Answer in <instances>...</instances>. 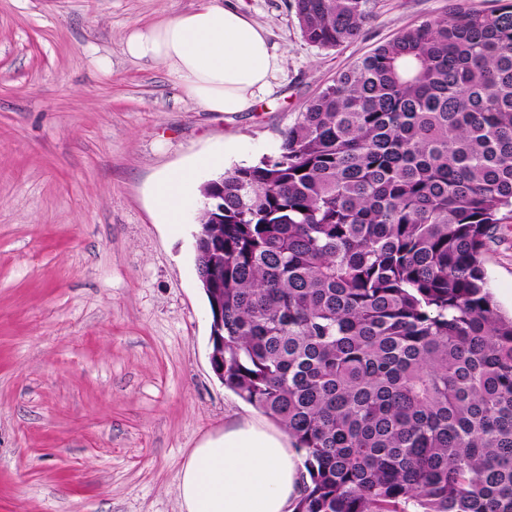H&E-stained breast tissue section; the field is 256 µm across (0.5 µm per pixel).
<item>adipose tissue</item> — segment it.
<instances>
[{
  "instance_id": "1",
  "label": "adipose tissue",
  "mask_w": 512,
  "mask_h": 512,
  "mask_svg": "<svg viewBox=\"0 0 512 512\" xmlns=\"http://www.w3.org/2000/svg\"><path fill=\"white\" fill-rule=\"evenodd\" d=\"M123 47L133 59L163 64L184 94L208 112L251 110L282 63L264 27L217 0L134 28ZM223 162V156L207 155L158 180L154 205L163 223H186L202 208L198 176ZM300 468L284 432L232 421L222 436L193 449L176 488L185 512H292Z\"/></svg>"
}]
</instances>
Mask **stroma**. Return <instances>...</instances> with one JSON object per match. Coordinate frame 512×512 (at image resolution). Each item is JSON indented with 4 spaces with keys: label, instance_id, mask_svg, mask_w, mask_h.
<instances>
[{
    "label": "stroma",
    "instance_id": "obj_1",
    "mask_svg": "<svg viewBox=\"0 0 512 512\" xmlns=\"http://www.w3.org/2000/svg\"><path fill=\"white\" fill-rule=\"evenodd\" d=\"M198 2L0 0V512H183L193 448L264 415L212 371L195 226L159 222L157 180L228 142L223 170L277 155L306 100L448 10L379 0L362 39L325 50L288 0H240L283 62L256 107L224 114L123 52L130 27ZM484 270L511 311L512 219Z\"/></svg>",
    "mask_w": 512,
    "mask_h": 512
}]
</instances>
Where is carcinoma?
<instances>
[{"label":"carcinoma","instance_id":"obj_1","mask_svg":"<svg viewBox=\"0 0 512 512\" xmlns=\"http://www.w3.org/2000/svg\"><path fill=\"white\" fill-rule=\"evenodd\" d=\"M402 28L307 100L278 155L201 188L218 379L302 458L293 512H512V0ZM378 0H291L322 49ZM484 270L490 291L504 312L512 310V219L499 224L488 251Z\"/></svg>","mask_w":512,"mask_h":512}]
</instances>
